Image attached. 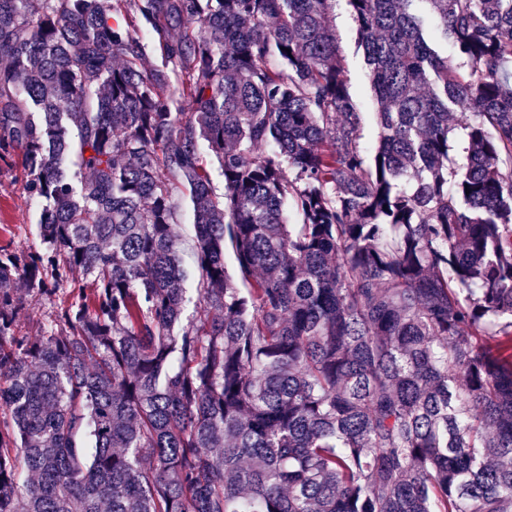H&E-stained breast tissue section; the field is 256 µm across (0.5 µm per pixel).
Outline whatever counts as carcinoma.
Instances as JSON below:
<instances>
[{"label": "carcinoma", "mask_w": 512, "mask_h": 512, "mask_svg": "<svg viewBox=\"0 0 512 512\" xmlns=\"http://www.w3.org/2000/svg\"><path fill=\"white\" fill-rule=\"evenodd\" d=\"M330 2L0 0V512H512V0H348L370 164ZM331 20L336 30L337 48L349 78V93L362 117L361 144L365 158L372 161L378 141L377 102L358 44L357 24L347 0H333ZM15 173L0 170V247L22 250L37 242L41 207L24 192ZM176 199L178 200L182 210L181 224H185L183 226L184 241L182 245V249L184 250V267L187 269L189 275L192 276L194 271L191 266V241L189 239L190 224H192L191 207L183 189L180 188L177 190ZM60 300L55 302V305L48 302L41 304H32L30 307L22 311L19 318V326L22 333L29 336H36L40 334V328L47 325L53 317L58 304L61 300H68L69 293L60 294Z\"/></svg>", "instance_id": "cac0c4a2"}]
</instances>
